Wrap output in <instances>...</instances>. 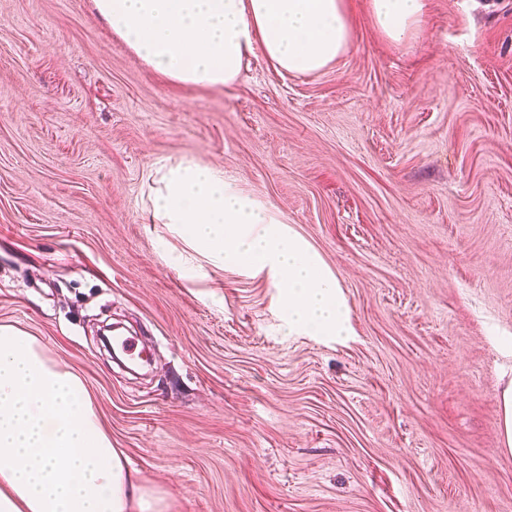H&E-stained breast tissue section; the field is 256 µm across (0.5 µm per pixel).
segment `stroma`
I'll return each instance as SVG.
<instances>
[{"label": "stroma", "mask_w": 512, "mask_h": 512, "mask_svg": "<svg viewBox=\"0 0 512 512\" xmlns=\"http://www.w3.org/2000/svg\"><path fill=\"white\" fill-rule=\"evenodd\" d=\"M317 75L255 51L229 87L147 68L92 0H0V325L78 374L171 512H512V0H427L407 41L347 0ZM223 168L338 277L342 344L277 291L195 283L146 206L161 160ZM153 363L131 375L100 330ZM498 407L501 444L504 450L512 453V381L501 389Z\"/></svg>", "instance_id": "35a3bbf8"}]
</instances>
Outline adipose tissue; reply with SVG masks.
Listing matches in <instances>:
<instances>
[{"mask_svg":"<svg viewBox=\"0 0 512 512\" xmlns=\"http://www.w3.org/2000/svg\"><path fill=\"white\" fill-rule=\"evenodd\" d=\"M148 67L180 85L227 87L262 51L279 71L316 74L348 49L344 0H94ZM375 26L400 43L425 20L426 0H370ZM153 221L196 252L262 276L278 292L281 329L342 343L352 334L337 278L290 226L239 193L222 168L161 164ZM115 448L81 378L37 340L0 325V512H168Z\"/></svg>","mask_w":512,"mask_h":512,"instance_id":"adipose-tissue-1","label":"adipose tissue"}]
</instances>
